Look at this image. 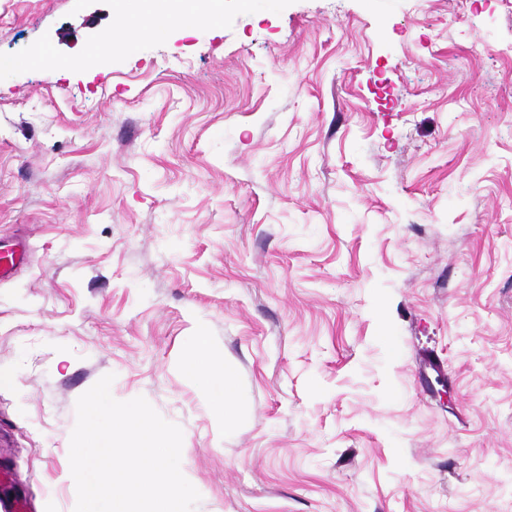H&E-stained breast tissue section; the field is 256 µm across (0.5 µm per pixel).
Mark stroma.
<instances>
[{"instance_id": "stroma-1", "label": "stroma", "mask_w": 512, "mask_h": 512, "mask_svg": "<svg viewBox=\"0 0 512 512\" xmlns=\"http://www.w3.org/2000/svg\"><path fill=\"white\" fill-rule=\"evenodd\" d=\"M112 25L0 0V238L29 249L0 281V500L74 512L76 401L110 374L182 429L194 512H512V0ZM192 374L205 383V394L210 399L221 403L224 411V425L228 426L233 417V402L236 395L233 369L227 365L219 369L198 365L192 370Z\"/></svg>"}]
</instances>
